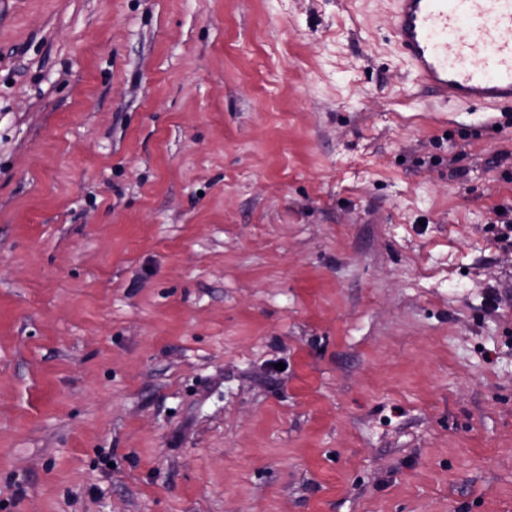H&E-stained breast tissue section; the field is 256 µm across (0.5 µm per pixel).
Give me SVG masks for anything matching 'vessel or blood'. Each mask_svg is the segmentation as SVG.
I'll use <instances>...</instances> for the list:
<instances>
[{"label": "vessel or blood", "mask_w": 512, "mask_h": 512, "mask_svg": "<svg viewBox=\"0 0 512 512\" xmlns=\"http://www.w3.org/2000/svg\"><path fill=\"white\" fill-rule=\"evenodd\" d=\"M390 35L442 102L512 111V0H392Z\"/></svg>", "instance_id": "obj_1"}]
</instances>
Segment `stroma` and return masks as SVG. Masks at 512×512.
Wrapping results in <instances>:
<instances>
[{
  "label": "stroma",
  "instance_id": "1",
  "mask_svg": "<svg viewBox=\"0 0 512 512\" xmlns=\"http://www.w3.org/2000/svg\"><path fill=\"white\" fill-rule=\"evenodd\" d=\"M390 0H0V512H512V132Z\"/></svg>",
  "mask_w": 512,
  "mask_h": 512
}]
</instances>
